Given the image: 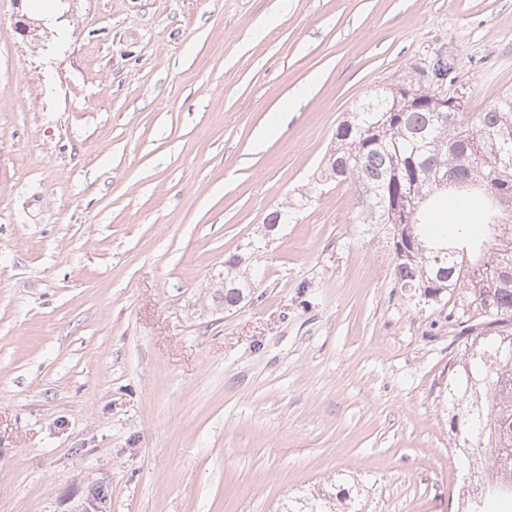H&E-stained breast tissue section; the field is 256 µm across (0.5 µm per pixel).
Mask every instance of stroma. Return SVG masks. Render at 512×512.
Returning a JSON list of instances; mask_svg holds the SVG:
<instances>
[{"mask_svg":"<svg viewBox=\"0 0 512 512\" xmlns=\"http://www.w3.org/2000/svg\"><path fill=\"white\" fill-rule=\"evenodd\" d=\"M33 26L17 30L19 14ZM512 89V0H0V512H457L439 308L315 185L370 90ZM308 88L294 105L292 96ZM300 203L249 302L211 279ZM332 495L318 493L312 497L295 498L288 503L284 512H336Z\"/></svg>","mask_w":512,"mask_h":512,"instance_id":"stroma-1","label":"stroma"}]
</instances>
